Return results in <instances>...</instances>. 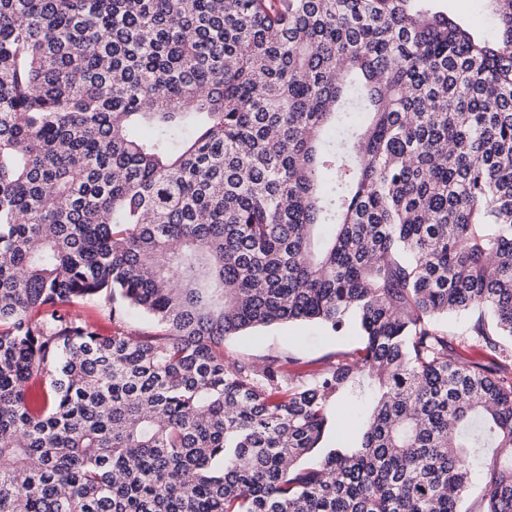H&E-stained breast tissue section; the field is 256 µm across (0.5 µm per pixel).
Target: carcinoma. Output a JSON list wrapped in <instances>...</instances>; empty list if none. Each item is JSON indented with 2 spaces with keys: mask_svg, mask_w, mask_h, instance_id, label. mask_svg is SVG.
<instances>
[{
  "mask_svg": "<svg viewBox=\"0 0 512 512\" xmlns=\"http://www.w3.org/2000/svg\"><path fill=\"white\" fill-rule=\"evenodd\" d=\"M433 2L0 0V512H512V0ZM438 3L474 27L487 26V5L481 0H439ZM87 324L95 331L103 334H112L115 325L112 323V314L104 301H97L77 307ZM471 323V320L470 318H468L467 316H451V317H448L447 320H443L441 321V325L448 330V334L450 336L449 339L453 338L454 339V343H455V346H456V349L458 350L459 354L461 355V357L464 359V360H473V361H481L483 363H486L488 364L490 362V356L484 352H480L479 350L477 349H474V348H471V347H467V346H463V345H458L457 346V343L455 341V338H457L458 336H453V335H457L461 332H463L464 330H466V328L470 325ZM354 336L353 330L335 336L317 323H292L239 336L226 342L224 348L233 357L257 361L288 349L300 359L288 365V370L292 374H313L324 368L327 355L350 347ZM486 484L487 477L485 470H473L470 485L464 494L462 510H468V512L476 510L485 493Z\"/></svg>",
  "mask_w": 512,
  "mask_h": 512,
  "instance_id": "obj_1",
  "label": "carcinoma"
}]
</instances>
